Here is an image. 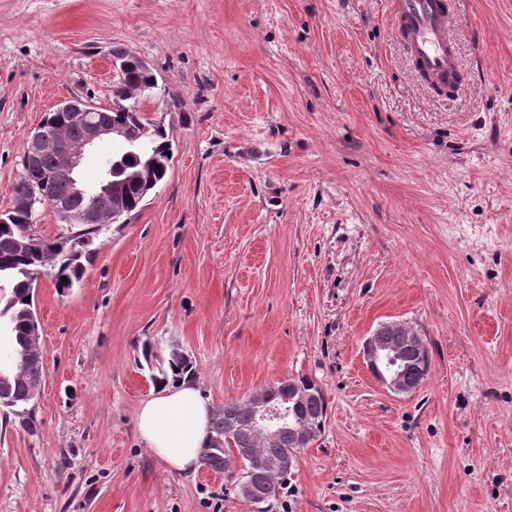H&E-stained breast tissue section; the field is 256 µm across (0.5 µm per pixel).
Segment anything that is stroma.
<instances>
[{"instance_id":"obj_1","label":"stroma","mask_w":512,"mask_h":512,"mask_svg":"<svg viewBox=\"0 0 512 512\" xmlns=\"http://www.w3.org/2000/svg\"><path fill=\"white\" fill-rule=\"evenodd\" d=\"M462 86L421 88L388 0H0V212L26 134L111 107L146 60L172 139L139 211L38 279L46 373L0 416V512H255L184 475L136 419L172 341L213 409L307 377L320 436L266 512H512V0H455ZM399 320L432 369L395 394L362 343Z\"/></svg>"}]
</instances>
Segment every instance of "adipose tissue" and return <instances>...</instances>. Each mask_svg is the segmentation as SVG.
I'll return each mask as SVG.
<instances>
[{"mask_svg": "<svg viewBox=\"0 0 512 512\" xmlns=\"http://www.w3.org/2000/svg\"><path fill=\"white\" fill-rule=\"evenodd\" d=\"M212 409L198 386L183 380L163 386L139 410L137 431L150 451L178 472L195 471L210 430Z\"/></svg>", "mask_w": 512, "mask_h": 512, "instance_id": "obj_1", "label": "adipose tissue"}]
</instances>
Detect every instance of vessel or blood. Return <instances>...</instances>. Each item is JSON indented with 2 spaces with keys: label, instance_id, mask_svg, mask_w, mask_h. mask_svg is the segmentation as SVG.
I'll use <instances>...</instances> for the list:
<instances>
[{
  "label": "vessel or blood",
  "instance_id": "obj_1",
  "mask_svg": "<svg viewBox=\"0 0 512 512\" xmlns=\"http://www.w3.org/2000/svg\"><path fill=\"white\" fill-rule=\"evenodd\" d=\"M392 6L423 77L438 84L455 82L458 65L450 40L447 0H393Z\"/></svg>",
  "mask_w": 512,
  "mask_h": 512
}]
</instances>
